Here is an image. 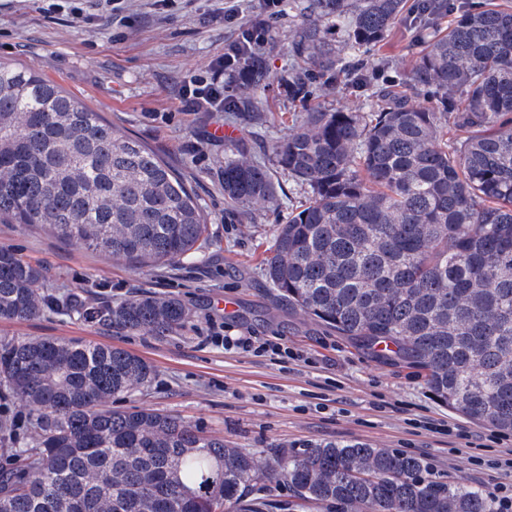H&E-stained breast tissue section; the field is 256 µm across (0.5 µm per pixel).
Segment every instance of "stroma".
<instances>
[{"label":"stroma","mask_w":512,"mask_h":512,"mask_svg":"<svg viewBox=\"0 0 512 512\" xmlns=\"http://www.w3.org/2000/svg\"><path fill=\"white\" fill-rule=\"evenodd\" d=\"M45 6V0H0V61L60 85L157 153L192 190L207 230L184 260L136 269L61 239L50 225L0 223V245L41 269L39 291L56 303L35 319H0V337L124 348L153 365L154 378L142 395L113 398L114 408L172 414L239 448L299 452L315 443L358 441L419 457L434 480L451 485L489 493L511 479L501 463L512 450V432L440 405L415 369L368 355L268 287L263 259L306 187L280 177L276 199L248 224L224 199V160L235 156L238 143H248L252 158L272 169V143L305 104L346 112L364 101L357 89L342 86L306 101L289 96L298 10L272 26L262 119L248 128L229 112L183 111L177 98L183 76L206 71L228 48L231 29L216 17V0H196L192 13L164 18L148 13L143 0H129L124 22L115 26L92 9L79 22L63 12L46 14ZM421 49L400 24L363 58L403 68ZM217 126L234 130V138L214 135ZM144 292L177 297L190 313L185 328L159 338L84 316L98 301L112 307ZM228 300L237 308L231 315L224 311ZM214 321L229 332L247 328L280 338L302 358L224 352L204 341Z\"/></svg>","instance_id":"1"}]
</instances>
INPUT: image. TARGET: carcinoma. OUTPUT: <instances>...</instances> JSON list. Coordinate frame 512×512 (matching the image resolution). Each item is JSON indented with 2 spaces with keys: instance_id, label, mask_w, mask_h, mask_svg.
<instances>
[{
  "instance_id": "cac0c4a2",
  "label": "carcinoma",
  "mask_w": 512,
  "mask_h": 512,
  "mask_svg": "<svg viewBox=\"0 0 512 512\" xmlns=\"http://www.w3.org/2000/svg\"><path fill=\"white\" fill-rule=\"evenodd\" d=\"M420 17L425 47L399 76L374 81L345 53L370 49L411 18L409 0H309L291 40L288 91L348 80L364 109L300 113L273 146L309 188L277 225L264 259L288 306L378 357L424 372L434 398L512 430V3ZM344 39L333 42L330 31ZM266 46L224 109L257 117ZM428 88L438 111L414 106ZM277 186L247 145L224 159V196L243 212ZM0 222L58 236L139 269L176 263L206 231L194 195L160 157L28 68L0 62ZM35 266L0 246V318L39 316ZM123 332L172 336L189 319L152 293L101 315ZM153 367L116 346L52 337L0 339V388L31 403L29 435L0 473V512H290L274 498L340 512H491L488 496L427 474L422 459L360 443L232 448L180 417L121 410Z\"/></svg>"
}]
</instances>
